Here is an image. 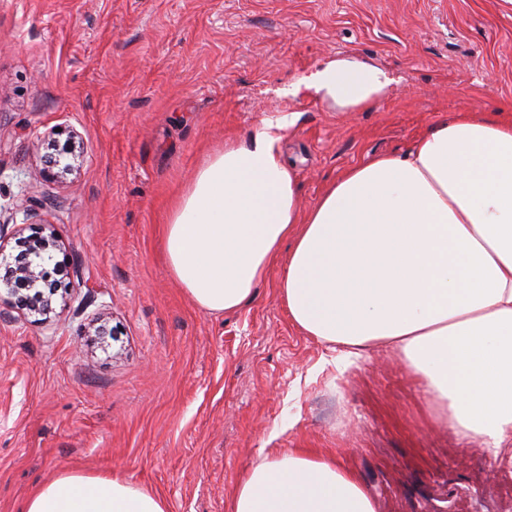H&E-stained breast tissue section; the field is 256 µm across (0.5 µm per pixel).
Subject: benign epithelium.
Returning <instances> with one entry per match:
<instances>
[{
  "mask_svg": "<svg viewBox=\"0 0 512 512\" xmlns=\"http://www.w3.org/2000/svg\"><path fill=\"white\" fill-rule=\"evenodd\" d=\"M61 157L60 152L45 156L44 176L54 178L70 170V165H61ZM15 248L12 260L0 263V291L15 299L27 313L47 317L53 312L52 296L58 288L57 282L44 274L48 243L38 230L16 238Z\"/></svg>",
  "mask_w": 512,
  "mask_h": 512,
  "instance_id": "1",
  "label": "benign epithelium"
}]
</instances>
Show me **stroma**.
<instances>
[{
  "mask_svg": "<svg viewBox=\"0 0 512 512\" xmlns=\"http://www.w3.org/2000/svg\"><path fill=\"white\" fill-rule=\"evenodd\" d=\"M346 56L385 71L381 99L332 112L291 94ZM462 112L512 116V0H0V248L34 209L63 265L48 321L0 302V512L70 471L115 474L167 512H231L260 451L295 448L336 457L376 512H489L512 443L458 439L397 349L349 363L299 329L280 263L209 313L162 253L201 164L264 121H290L281 149L309 208ZM51 142L69 151L57 179Z\"/></svg>",
  "mask_w": 512,
  "mask_h": 512,
  "instance_id": "obj_1",
  "label": "stroma"
}]
</instances>
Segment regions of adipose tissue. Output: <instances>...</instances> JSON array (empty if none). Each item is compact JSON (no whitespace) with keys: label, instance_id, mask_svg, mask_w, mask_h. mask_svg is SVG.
<instances>
[{"label":"adipose tissue","instance_id":"ef3b65f1","mask_svg":"<svg viewBox=\"0 0 512 512\" xmlns=\"http://www.w3.org/2000/svg\"><path fill=\"white\" fill-rule=\"evenodd\" d=\"M390 80L338 58L306 79L326 108L354 112ZM266 122L251 145L225 143L173 206L163 251L188 297L239 309L268 269L294 324L324 342L398 348L448 412L456 435L499 452L512 442V119L467 112L401 157L379 156L333 181L300 212ZM23 512H166L154 492L109 473L67 472ZM232 512H375L352 472L297 448L262 453Z\"/></svg>","mask_w":512,"mask_h":512}]
</instances>
